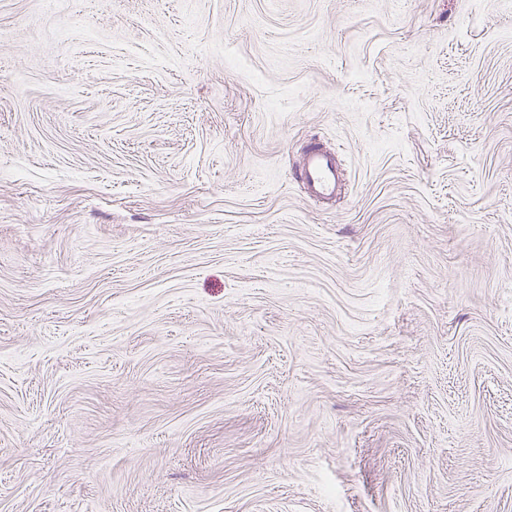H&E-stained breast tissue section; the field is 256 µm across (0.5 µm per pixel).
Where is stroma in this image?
<instances>
[{
    "label": "stroma",
    "instance_id": "1",
    "mask_svg": "<svg viewBox=\"0 0 512 512\" xmlns=\"http://www.w3.org/2000/svg\"><path fill=\"white\" fill-rule=\"evenodd\" d=\"M0 512H512V12L0 0ZM341 163L335 152L320 144L307 148L302 165V179L310 200H330L336 196L342 175Z\"/></svg>",
    "mask_w": 512,
    "mask_h": 512
}]
</instances>
